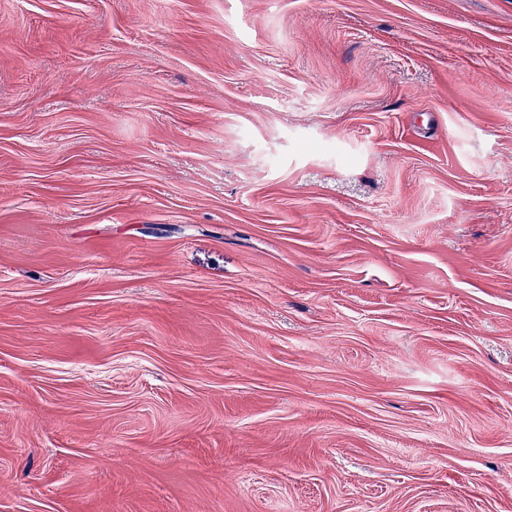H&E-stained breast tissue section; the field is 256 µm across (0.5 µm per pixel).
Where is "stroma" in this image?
I'll return each instance as SVG.
<instances>
[{"label": "stroma", "instance_id": "35a3bbf8", "mask_svg": "<svg viewBox=\"0 0 512 512\" xmlns=\"http://www.w3.org/2000/svg\"><path fill=\"white\" fill-rule=\"evenodd\" d=\"M0 512H512V0H0Z\"/></svg>", "mask_w": 512, "mask_h": 512}]
</instances>
